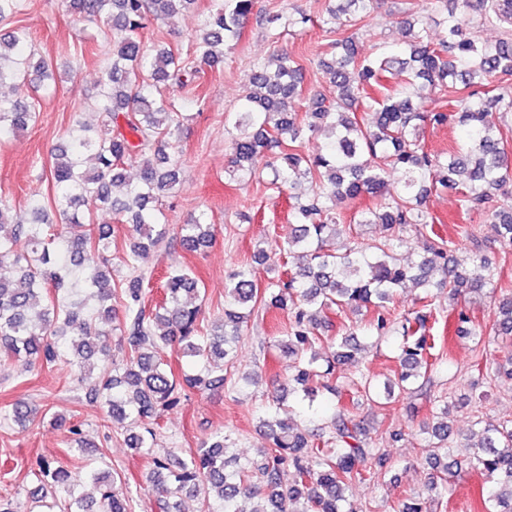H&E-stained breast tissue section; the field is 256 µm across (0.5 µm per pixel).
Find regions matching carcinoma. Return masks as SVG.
Wrapping results in <instances>:
<instances>
[{
	"label": "carcinoma",
	"instance_id": "obj_1",
	"mask_svg": "<svg viewBox=\"0 0 512 512\" xmlns=\"http://www.w3.org/2000/svg\"><path fill=\"white\" fill-rule=\"evenodd\" d=\"M326 24L354 26L375 8L376 0H333ZM192 0H74L83 14L105 18L112 31V61L102 79L100 125L77 122L66 142L50 155L48 178L55 188L52 209L31 203L28 217L0 200V360L29 372L60 360L70 364L84 385L85 400L104 418L128 432V442L147 457L145 474L155 512H182L184 496L198 500V512H352L349 491L356 483H377L385 474L386 458L367 440L356 418L357 402L342 407L328 421L327 438L287 417L282 396L274 393L259 410L268 446L239 464L228 455L221 433L189 452L156 455L152 449L157 411L181 403L184 387L202 393L225 388L243 390L255 384L250 373L232 379L236 344L255 309L272 306L288 311L275 347L290 359L288 391L307 398L328 393L342 398L336 364L357 361L361 353L356 328L331 335L332 314L340 309L368 308L373 319L364 329L385 337L391 329L401 336L398 381L379 383L360 374L356 392L377 404L391 400L394 388L408 389L426 378L428 356L435 338L427 334V313L416 310L399 318L391 303L398 288L411 281L426 288L448 289V302H469L493 285L487 259L476 254L470 266L452 263L453 241L441 236L428 241L418 260L397 256L401 233L410 224H432L425 207L436 186L460 195L466 212L482 211L496 224L499 241L512 247V159L508 137L498 119L512 114V34L489 43L466 18L479 13L482 25L512 27V0H434L443 8L437 21L418 16L404 21L408 41L398 55L372 58L358 55L355 41L344 37L332 44L330 59L320 61L336 95L308 93L303 114L293 111L302 89L299 64L278 53L249 77L251 91L235 112L227 113L232 137L233 174L250 175L256 157L282 160L270 168L269 185L288 188L289 215L296 224L284 252L300 259L288 279H268L261 289L257 266L265 252H254L255 264L238 268L224 288V314L205 322L199 303L198 280L186 269L165 273L161 301L150 309L143 300L144 276L137 273L141 253L156 247L169 231L159 198L181 183V162L175 145L184 114L159 94L160 85L195 80L198 65L221 62L224 48L240 38L253 0H215V6L194 42L193 58L165 47L150 49L143 41L149 18L172 17ZM304 23L273 15L266 19L272 34ZM29 33L22 27L0 33V87L14 97H0V134L25 129L35 121L29 89L49 90L54 74L33 55L21 54ZM403 74L404 84L392 86L387 76ZM455 99L454 107H431L427 91ZM373 112L358 118L361 106ZM454 123L465 130L464 144L448 152L426 148L420 131L426 126ZM325 136V151L315 156L296 146L302 127ZM139 164L136 182H125V167ZM400 174L395 186L389 171ZM125 185L121 200L112 186ZM368 194L377 199L361 210L354 224H343L336 201ZM110 209L133 224L129 249L122 257L131 274L112 283V234L92 224L94 210ZM65 221L59 226L55 217ZM365 224H380V239L354 245L341 253L326 242L350 235ZM181 245L192 252L209 246L212 225L205 215L178 229ZM27 248L17 249L21 237ZM458 332L480 341L492 337L512 341V295L498 302L490 327L456 312ZM117 336L121 359L95 344L102 336ZM337 348L322 357L318 347ZM175 349L195 363L192 374L175 375L166 357ZM112 362V374L92 377L91 362ZM486 377L512 378V355L490 358ZM437 420L428 430L429 459L440 475L398 512H428L431 497L448 494V401L439 399ZM39 409L15 402L4 415L21 425L33 422ZM69 442L88 453L90 443L82 424L58 418ZM469 468L483 478L482 512H512V420L484 425L471 444ZM292 473L283 484L284 470ZM37 487L24 503L0 500V512H133L129 482L118 471L90 460L81 468L40 456L32 469Z\"/></svg>",
	"mask_w": 512,
	"mask_h": 512
}]
</instances>
